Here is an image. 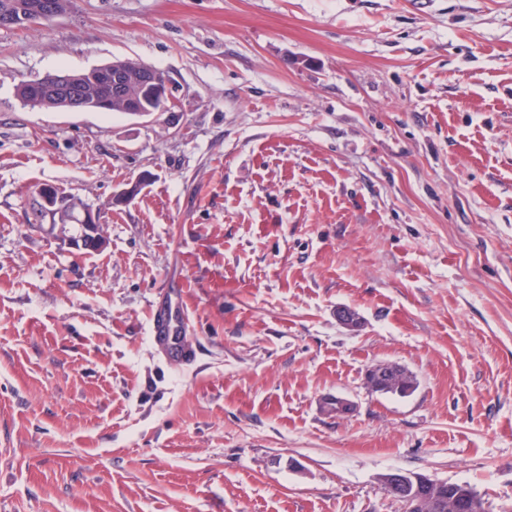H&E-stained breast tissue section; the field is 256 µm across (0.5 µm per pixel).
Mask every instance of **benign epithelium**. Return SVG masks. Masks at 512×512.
<instances>
[{"mask_svg":"<svg viewBox=\"0 0 512 512\" xmlns=\"http://www.w3.org/2000/svg\"><path fill=\"white\" fill-rule=\"evenodd\" d=\"M110 72L114 79L112 92L127 99L129 114L144 116L146 112L139 109L129 100L134 87L156 80L155 68L141 62L119 63L94 67L79 74L60 73L56 82L70 89V94L60 98L52 88H45L41 95L51 103L59 104L66 112H99L112 107V98L90 97L85 89L96 85L104 72ZM74 207H63L54 202L49 192H39L36 210V223L42 225L44 219H49V230H58L65 243L76 250L98 251L105 246L96 233L99 226L98 214L86 206L79 198H72ZM322 408L327 413L338 416L354 410V404L341 397L326 396L322 399ZM386 486L401 492L413 502L420 512H442L445 495L450 494L458 512H482L480 502L469 493H461L453 484H445L435 478L421 473H406L391 471L383 475Z\"/></svg>","mask_w":512,"mask_h":512,"instance_id":"benign-epithelium-1","label":"benign epithelium"}]
</instances>
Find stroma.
Segmentation results:
<instances>
[{
	"label": "stroma",
	"instance_id": "obj_1",
	"mask_svg": "<svg viewBox=\"0 0 512 512\" xmlns=\"http://www.w3.org/2000/svg\"><path fill=\"white\" fill-rule=\"evenodd\" d=\"M117 58L171 109L16 96ZM46 184L103 249L34 227ZM176 279L192 368L149 338ZM376 364L416 390L371 391ZM394 470L512 512V0H71L1 27L0 512H403ZM16 2L18 4H26L28 7L23 8V12L20 15L19 11H15V25L13 27H21L30 24H46L53 21L56 16L51 13H48L44 10H37L32 5L35 2H40L42 0H0V17H1V8L4 2Z\"/></svg>",
	"mask_w": 512,
	"mask_h": 512
}]
</instances>
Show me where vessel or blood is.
<instances>
[{"label": "vessel or blood", "mask_w": 512, "mask_h": 512, "mask_svg": "<svg viewBox=\"0 0 512 512\" xmlns=\"http://www.w3.org/2000/svg\"><path fill=\"white\" fill-rule=\"evenodd\" d=\"M149 330L152 342L162 347L172 362L187 365L194 361L196 353L187 341L189 314L181 289L169 290L151 303Z\"/></svg>", "instance_id": "obj_1"}]
</instances>
